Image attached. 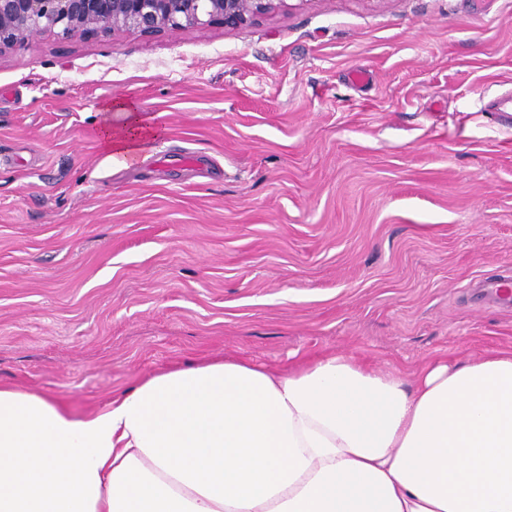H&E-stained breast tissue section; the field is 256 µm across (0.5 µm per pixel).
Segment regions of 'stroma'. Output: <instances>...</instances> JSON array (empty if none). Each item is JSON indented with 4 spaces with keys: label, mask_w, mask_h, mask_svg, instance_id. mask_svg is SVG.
Wrapping results in <instances>:
<instances>
[{
    "label": "stroma",
    "mask_w": 512,
    "mask_h": 512,
    "mask_svg": "<svg viewBox=\"0 0 512 512\" xmlns=\"http://www.w3.org/2000/svg\"><path fill=\"white\" fill-rule=\"evenodd\" d=\"M288 3L0 57L1 385L85 414L224 357L411 378L512 349L482 289L512 276V0ZM111 101L163 129L127 168Z\"/></svg>",
    "instance_id": "35a3bbf8"
}]
</instances>
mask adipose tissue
Instances as JSON below:
<instances>
[{"label":"adipose tissue","instance_id":"adipose-tissue-1","mask_svg":"<svg viewBox=\"0 0 512 512\" xmlns=\"http://www.w3.org/2000/svg\"><path fill=\"white\" fill-rule=\"evenodd\" d=\"M101 142L161 129L122 103ZM0 512H512V350L413 380L332 353L154 373L95 412L0 385Z\"/></svg>","mask_w":512,"mask_h":512}]
</instances>
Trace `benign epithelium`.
Returning <instances> with one entry per match:
<instances>
[{"instance_id":"1","label":"benign epithelium","mask_w":512,"mask_h":512,"mask_svg":"<svg viewBox=\"0 0 512 512\" xmlns=\"http://www.w3.org/2000/svg\"><path fill=\"white\" fill-rule=\"evenodd\" d=\"M286 6L287 0H0V56L44 34L68 38L232 30Z\"/></svg>"}]
</instances>
